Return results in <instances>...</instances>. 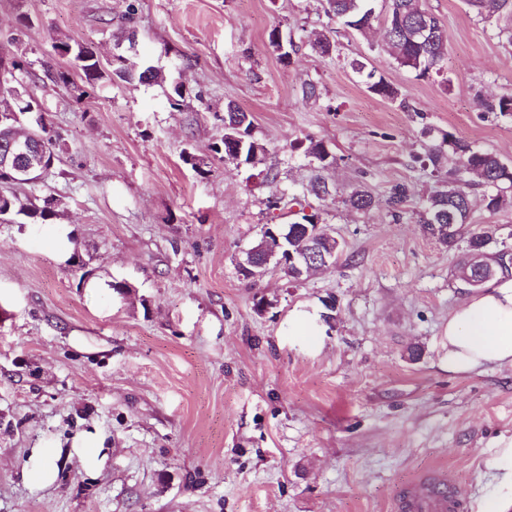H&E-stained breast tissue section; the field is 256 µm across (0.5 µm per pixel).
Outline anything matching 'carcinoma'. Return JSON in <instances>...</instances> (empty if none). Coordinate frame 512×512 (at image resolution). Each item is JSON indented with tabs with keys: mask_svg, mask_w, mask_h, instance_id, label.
Instances as JSON below:
<instances>
[{
	"mask_svg": "<svg viewBox=\"0 0 512 512\" xmlns=\"http://www.w3.org/2000/svg\"><path fill=\"white\" fill-rule=\"evenodd\" d=\"M368 2L370 0H327L328 11L346 27L360 33L371 28L373 22L380 21L384 42L399 66L413 70L422 77L432 72H441L442 63L448 54V37L436 17L420 8L418 0H385V14L379 18L368 7ZM467 3L486 18L503 14L512 17V0H467ZM55 50L67 62L64 67L45 69L46 78L56 83H72L75 71L81 72L82 78L89 84L103 78L126 84L151 83L163 79L162 74L152 67L136 70L125 66L121 55L117 57L119 65L106 71L88 43L60 40ZM11 60L9 76L17 83L13 110L21 116L33 111L35 97L21 78V75L28 73L27 62L18 54L12 55ZM366 78L368 88L373 93L391 100L398 98V90L384 78H375L372 71L367 73ZM452 148L458 156L457 176L431 189L422 215L424 230L433 238L436 237L434 225H452L448 236L436 237L447 248L455 246L460 229L468 223L470 216L469 189L473 182L466 179V175L473 173L479 176L478 184L492 191L488 195L490 209L498 210L512 205L511 162L457 141L452 142ZM212 152L226 160L245 164L255 154L265 152L263 144L252 137V121L248 113L232 102L224 107V137L213 144ZM305 152L323 168L336 163V158L320 142H310ZM20 185L22 182L18 181L12 171L0 169V218L20 216L26 224H43L59 216L58 198L51 194L38 198L27 195L22 197L15 191V187ZM406 198L405 186L397 185L392 189L387 199L392 217L400 218ZM347 203L351 208L361 211L371 210L378 205L371 195L361 189L354 190Z\"/></svg>",
	"mask_w": 512,
	"mask_h": 512,
	"instance_id": "cac0c4a2",
	"label": "carcinoma"
}]
</instances>
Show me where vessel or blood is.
Masks as SVG:
<instances>
[{"mask_svg": "<svg viewBox=\"0 0 512 512\" xmlns=\"http://www.w3.org/2000/svg\"><path fill=\"white\" fill-rule=\"evenodd\" d=\"M463 487L445 470H437L403 485L392 497L390 512H465Z\"/></svg>", "mask_w": 512, "mask_h": 512, "instance_id": "vessel-or-blood-1", "label": "vessel or blood"}]
</instances>
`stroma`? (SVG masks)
<instances>
[{"label": "stroma", "mask_w": 512, "mask_h": 512, "mask_svg": "<svg viewBox=\"0 0 512 512\" xmlns=\"http://www.w3.org/2000/svg\"><path fill=\"white\" fill-rule=\"evenodd\" d=\"M419 5L448 35L442 73L426 77L324 0H0V49L25 55L38 83L41 111L26 119L67 145L21 191L61 199L82 260L58 258L53 224L0 223V512H389L401 484L435 467L467 489V512L505 494L494 461L512 444V368L443 363L448 316L469 292L455 269L474 234L512 255V208L487 209L474 187L451 249L420 213L453 166L445 136L512 162V113L481 106L512 93V22L464 0ZM275 28L289 58L269 43ZM318 36L329 55L312 49ZM65 38L165 80L83 94L44 82ZM360 57L403 102L369 91L349 66ZM175 80L191 91L176 108ZM229 101L252 115L257 166L211 150ZM311 139L333 166L297 149ZM318 174L322 200L306 192ZM399 184L396 222L386 200ZM355 188L377 207H347ZM301 210L341 241L337 265L245 279L238 260L264 225ZM302 313L317 335H294Z\"/></svg>", "instance_id": "obj_1"}]
</instances>
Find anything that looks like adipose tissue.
Here are the masks:
<instances>
[{"label": "adipose tissue", "instance_id": "ef3b65f1", "mask_svg": "<svg viewBox=\"0 0 512 512\" xmlns=\"http://www.w3.org/2000/svg\"><path fill=\"white\" fill-rule=\"evenodd\" d=\"M449 373L512 367V277L501 276L467 295L448 318Z\"/></svg>", "mask_w": 512, "mask_h": 512}]
</instances>
